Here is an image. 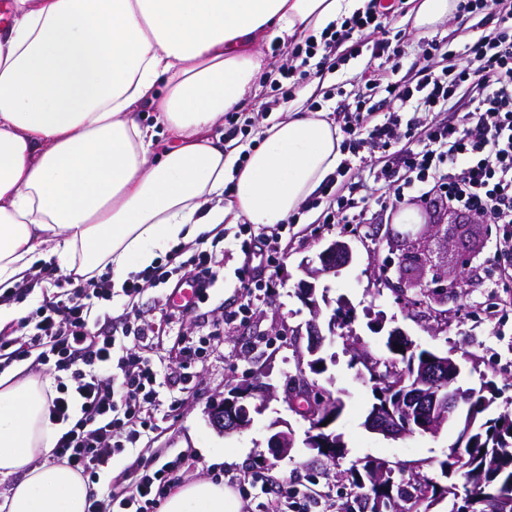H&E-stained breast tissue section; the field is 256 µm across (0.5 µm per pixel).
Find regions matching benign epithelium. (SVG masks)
I'll use <instances>...</instances> for the list:
<instances>
[{
    "mask_svg": "<svg viewBox=\"0 0 512 512\" xmlns=\"http://www.w3.org/2000/svg\"><path fill=\"white\" fill-rule=\"evenodd\" d=\"M420 221L411 224L403 232L392 235L391 241L401 242L404 249L399 255L397 267L398 277L389 281L388 285L397 297L403 301L416 300V294H429L440 303L458 297L464 287L465 276L471 268L470 256L466 251H460V276L448 279L435 265L432 264L431 251L416 246V241L428 239L438 234V225L434 224L433 214L426 210L418 212ZM319 266L314 267L307 263L304 272L310 280H303L298 286V294L310 307L312 318L306 324L309 354H317L325 336L319 323L321 316L320 305L315 298L314 280L322 275L335 274L340 268L348 265L352 260V248L345 240H334L318 253ZM419 266L432 273L427 283L416 281L410 277L411 267ZM448 357L432 354L427 357L420 370V376L413 391L405 397L404 409L406 412H415L427 417L424 428L427 432L438 433L436 418H445L454 411L456 400L448 396L438 384L442 382L440 374L449 367ZM312 383L302 374L293 376L285 387V402L296 412H303L308 421L316 428L329 429L323 424L324 408L327 398L313 396ZM276 389L265 380L262 375L254 374L234 387L220 400L211 403L208 407V416L211 426L220 434L241 433L248 429L253 422L251 412H262L270 400L275 397ZM369 428L386 437L398 438L405 435L400 429L393 413H386L376 409L369 418ZM293 447L292 436L286 432H279L270 440V448L274 455L285 457Z\"/></svg>",
    "mask_w": 512,
    "mask_h": 512,
    "instance_id": "1",
    "label": "benign epithelium"
}]
</instances>
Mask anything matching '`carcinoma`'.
Masks as SVG:
<instances>
[{"label":"carcinoma","instance_id":"obj_1","mask_svg":"<svg viewBox=\"0 0 512 512\" xmlns=\"http://www.w3.org/2000/svg\"><path fill=\"white\" fill-rule=\"evenodd\" d=\"M390 356L385 368L391 370L388 380L368 377L375 402L372 407L392 405L403 384L419 373V366L428 351L397 350V343L386 340ZM460 376L452 375L445 383L460 392L461 408L466 410L463 427L455 444L440 462L448 485L438 486L419 474L396 471L386 462L365 457L355 461L343 472V478L362 495V512H387V500L448 499V512H512V414H487L493 399L483 395L484 389H464ZM306 447L327 459L346 456L341 437L324 430L304 439ZM463 478L466 490L459 494L456 477Z\"/></svg>","mask_w":512,"mask_h":512}]
</instances>
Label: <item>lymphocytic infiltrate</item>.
Returning <instances> with one entry per match:
<instances>
[{"label":"lymphocytic infiltrate","instance_id":"1","mask_svg":"<svg viewBox=\"0 0 512 512\" xmlns=\"http://www.w3.org/2000/svg\"><path fill=\"white\" fill-rule=\"evenodd\" d=\"M485 7L495 10V29L465 46L456 67L438 71L425 58L413 80L396 79L399 51L385 36L377 0H368L340 26L296 45L295 63L284 64L277 79L265 73L260 79L269 82L275 100H288L283 83L307 78L304 64L314 63L319 72L335 69L340 46L349 45L350 57H358L364 35L374 34L364 73L370 84H383L391 106L378 120L342 103L334 107L348 152L342 168L351 170L361 154L381 155L373 180L392 189L393 203L447 205L470 219L503 226V241L512 245V7H503L502 0H459L456 12L463 16ZM460 90L467 94L463 111L444 119ZM274 244L271 235L241 241L243 259L235 275L242 288L256 285L259 263L270 259ZM218 278L212 254L196 251L185 259L176 251L118 287L107 273L77 280L39 270L0 294L19 302L40 296L16 328L0 330V359L8 365L32 357L53 362L57 384L49 412L62 427L54 460L95 483L114 456L149 438L158 390L172 374L161 371L140 346L150 327L141 322L136 299L145 287L192 280L203 303ZM117 295L126 303L115 316L109 305ZM141 468L130 489L92 499L88 512H154L171 465L149 457Z\"/></svg>","mask_w":512,"mask_h":512}]
</instances>
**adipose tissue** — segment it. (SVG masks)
I'll list each match as a JSON object with an SVG mask.
<instances>
[{
	"mask_svg": "<svg viewBox=\"0 0 512 512\" xmlns=\"http://www.w3.org/2000/svg\"><path fill=\"white\" fill-rule=\"evenodd\" d=\"M360 0H8L0 27V287L36 263L113 279L225 221L282 222L340 158L320 112H292L238 164L211 135L271 70L264 45L320 31ZM151 108L154 122L138 113ZM166 131L173 143L160 147ZM51 384L0 376V512H87L91 489L41 456ZM160 512H238L194 481Z\"/></svg>",
	"mask_w": 512,
	"mask_h": 512,
	"instance_id": "ef3b65f1",
	"label": "adipose tissue"
}]
</instances>
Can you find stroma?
Returning <instances> with one entry per match:
<instances>
[{
  "instance_id": "stroma-1",
  "label": "stroma",
  "mask_w": 512,
  "mask_h": 512,
  "mask_svg": "<svg viewBox=\"0 0 512 512\" xmlns=\"http://www.w3.org/2000/svg\"><path fill=\"white\" fill-rule=\"evenodd\" d=\"M396 10L387 14L392 30L409 32L401 46L398 75L411 79L414 62L421 56L423 42L445 41L451 60H458L465 44L477 38L491 24L486 12L464 18H451L434 29L421 31L405 16L414 7L412 0H395ZM366 62L357 57L323 75H310L291 86L293 100L306 112H332L337 102L352 105L362 89L360 74ZM360 195L366 196V220L361 224L324 223L321 209L296 210L295 222L282 231L274 261L263 268L259 288L247 292L240 288L234 270L239 253L225 252L220 261L219 282L210 300L202 305L201 315H187L180 321H167L168 300L165 290L145 288L137 299L142 317L159 327L154 352L163 367H176L177 344L181 338H207L209 347L192 367L193 381L188 387L173 384L163 389L162 402L177 399L175 411L159 410L156 428L145 448H131L112 460L110 473L96 484L98 494H106L110 479L119 474L135 475L140 458L148 454H187L170 474L171 490L198 479L219 480L236 497H247L250 512H267L268 507L283 512H340L343 503L355 500L358 491L341 479L340 469L365 457L441 481L438 462L444 459L456 441L461 423L452 420L438 435H414L391 439L371 432L364 422L373 402L370 384L351 368L350 350L358 348L375 358L387 357L388 331L403 330L415 347L455 359L462 367L461 384L480 388L493 384L496 399L492 413L512 411V282L502 280L500 269L512 265V249L503 250L499 241L503 230L492 224H478L457 212H449L443 222L448 232L465 241L477 275L455 299L440 304L430 300L421 308L407 311L380 280L382 272L396 261L387 245L392 230L399 227V211L385 199L384 188L376 184L368 169L355 175ZM349 241L352 263L338 275H325L316 282L317 291L326 292L331 306L323 318H330L338 306L354 309L356 319L350 338L334 336L321 352L326 360L323 373H311L310 380L332 396L341 398L344 410L332 424L347 446L340 464H332L306 448L303 439L308 421L289 410L280 399L254 415L251 428L244 433L225 436L209 423V404L224 396L228 389L246 376L262 373L276 387H283L290 376L308 367L306 323L310 311L296 294L306 274L305 261L314 259L331 241ZM238 312L234 323L224 321L226 312ZM288 423L294 432V446L288 456L275 459L268 447L274 422ZM272 476L275 486L270 494L253 487L254 478ZM316 489L320 497L312 502L304 498L306 488Z\"/></svg>"
}]
</instances>
